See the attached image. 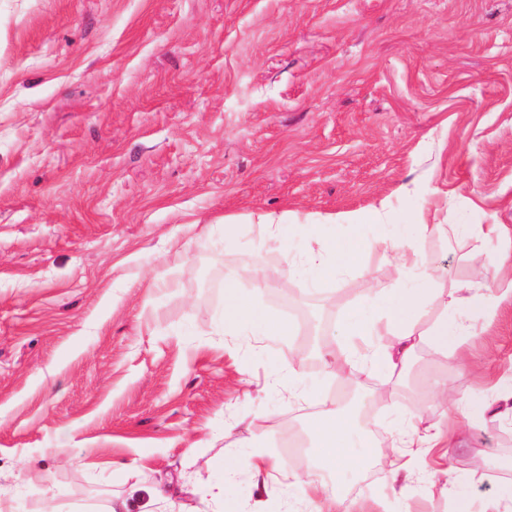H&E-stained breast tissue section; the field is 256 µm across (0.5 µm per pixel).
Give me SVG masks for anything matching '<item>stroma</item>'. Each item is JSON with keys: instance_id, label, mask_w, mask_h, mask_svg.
<instances>
[{"instance_id": "35a3bbf8", "label": "stroma", "mask_w": 512, "mask_h": 512, "mask_svg": "<svg viewBox=\"0 0 512 512\" xmlns=\"http://www.w3.org/2000/svg\"><path fill=\"white\" fill-rule=\"evenodd\" d=\"M383 199L399 224L512 228V0H0V512H106L137 483L221 480L223 512H287L283 433L330 397L359 431L341 496L454 512L452 474L490 512L512 487V416L422 449L399 499L380 452L415 415L454 423L438 384L488 403L512 389L511 305L357 388L324 373L338 326L319 364L280 361L304 334L295 309L341 315L397 278L379 249L318 276L290 224ZM265 213L279 241L254 225ZM418 248L448 289L495 284L512 240L449 230ZM247 266L285 270L257 300L286 335L221 324L225 274ZM255 449L279 465L275 494L225 476Z\"/></svg>"}]
</instances>
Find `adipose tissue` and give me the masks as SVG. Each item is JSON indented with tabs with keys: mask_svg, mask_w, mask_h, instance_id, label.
<instances>
[{
	"mask_svg": "<svg viewBox=\"0 0 512 512\" xmlns=\"http://www.w3.org/2000/svg\"><path fill=\"white\" fill-rule=\"evenodd\" d=\"M353 231L325 236L321 227L307 222L292 226L294 237L301 240L318 239V249L309 251L308 263L321 276L332 277L337 271L350 267L364 252L379 248L389 254L395 272L412 271L416 274L413 285L399 284L388 289H371L363 302L354 310L345 312L340 318V327L351 342L346 352L332 356L325 373L328 378L356 383L361 366L383 371L387 374L402 371L414 357L420 343L429 342L445 348L455 344L463 330L464 321L474 317H486L496 313L501 304L512 303V269L503 270L495 287L486 288L470 282L456 283L453 288L443 290L434 287L435 274L423 267L417 242L439 235L442 225L417 222L396 224L392 221L387 201L350 216ZM365 224L385 227L384 235L369 239L358 234L357 229ZM251 268L244 267L229 273L224 281L225 329L248 328L254 335H280L284 324L272 317L254 300L241 296L237 282L251 275ZM436 317L428 327H421L420 319L427 312ZM386 336V345H371L369 337ZM312 436L318 450L316 462L305 473L294 476L289 484L291 497L304 504L307 512H363L356 502H347L336 494L331 477L342 469L345 459L342 449L349 438V425L341 417L339 402H330L317 413L312 423ZM455 441L451 429L437 430L430 436L420 433L419 425H409L390 449L387 486L394 496H401L405 486L400 480L406 472L408 457L414 456L416 448H450Z\"/></svg>",
	"mask_w": 512,
	"mask_h": 512,
	"instance_id": "adipose-tissue-1",
	"label": "adipose tissue"
}]
</instances>
